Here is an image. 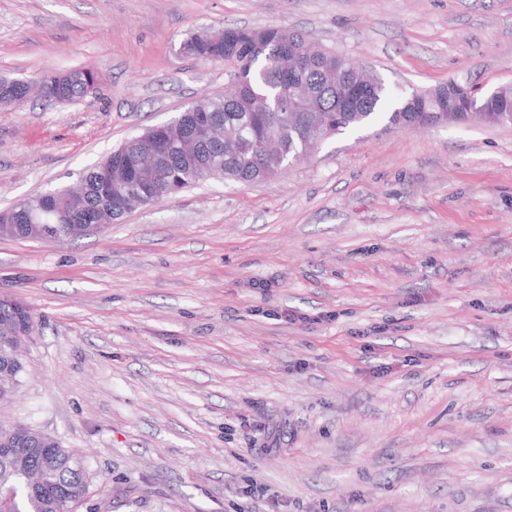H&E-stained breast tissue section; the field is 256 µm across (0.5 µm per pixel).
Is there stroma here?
I'll return each mask as SVG.
<instances>
[{
  "label": "stroma",
  "mask_w": 512,
  "mask_h": 512,
  "mask_svg": "<svg viewBox=\"0 0 512 512\" xmlns=\"http://www.w3.org/2000/svg\"><path fill=\"white\" fill-rule=\"evenodd\" d=\"M285 27L386 86L512 85V0H0V211L75 182L229 70L207 27ZM35 328L0 421L81 454L78 512H512V125L324 141L64 243L0 236ZM69 73V80L62 86L50 85L44 88V100L51 102L55 97L54 102L67 103L64 98L60 96H67L74 101L84 99L85 94L88 92L89 87L93 84L97 85V92L101 86V78L98 73L91 67H79L66 71Z\"/></svg>",
  "instance_id": "stroma-1"
}]
</instances>
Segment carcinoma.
I'll list each match as a JSON object with an SVG mask.
<instances>
[{
  "label": "carcinoma",
  "mask_w": 512,
  "mask_h": 512,
  "mask_svg": "<svg viewBox=\"0 0 512 512\" xmlns=\"http://www.w3.org/2000/svg\"><path fill=\"white\" fill-rule=\"evenodd\" d=\"M285 42L302 59L300 75L313 85L312 111L324 113L326 124L321 134L326 139L379 121L390 128L406 126L448 108V101L440 94L410 92L397 99L383 86L357 103H348L335 90L321 86L324 70L336 67L335 51L315 46L302 35L280 27H226L217 37L214 29L204 28L184 40V49L201 61L230 64L242 92L231 97L203 95L187 106L182 122L200 133L219 122L241 130L243 142L220 148L202 137L193 156L185 149L169 148L173 142L170 130L150 127L132 137L122 151H112L80 173L84 193L61 186L45 192L38 201L23 199L1 211L0 235L27 238L33 228L26 222L29 206L62 211L75 224H96L103 218L111 223L120 221L136 209L208 179L205 164L214 157L223 165L224 178L242 183L258 179L265 170L288 168V161L306 148L309 134L306 113L287 111L281 96L288 77L276 69L274 59ZM93 85H101L93 68H74L69 70L66 84L44 88L43 98L48 102L60 96L80 100ZM271 138L280 144L274 155L252 156L246 149L248 142ZM19 325L34 328L31 310L14 299L0 298V331ZM56 458L48 483L72 494L75 504L82 503L89 484L83 459L61 446L56 448ZM53 503L47 492L28 486L17 460L0 459V512H55Z\"/></svg>",
  "instance_id": "1"
}]
</instances>
